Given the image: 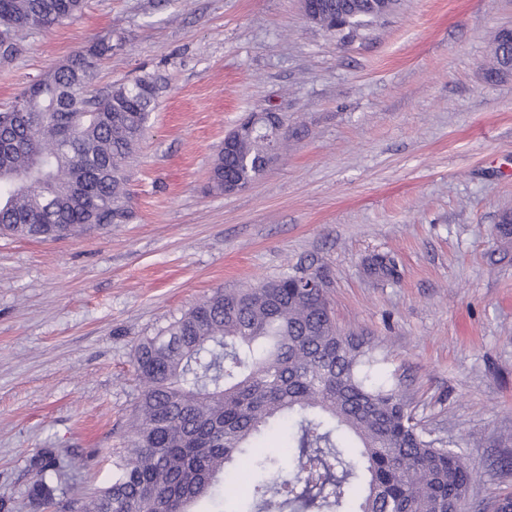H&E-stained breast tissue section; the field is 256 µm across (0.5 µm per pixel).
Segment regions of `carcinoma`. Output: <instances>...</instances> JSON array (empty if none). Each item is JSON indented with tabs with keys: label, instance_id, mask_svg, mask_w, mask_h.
<instances>
[{
	"label": "carcinoma",
	"instance_id": "1",
	"mask_svg": "<svg viewBox=\"0 0 512 512\" xmlns=\"http://www.w3.org/2000/svg\"><path fill=\"white\" fill-rule=\"evenodd\" d=\"M396 0H323L355 33ZM84 0H0V58L21 35L76 18ZM485 76L512 73V44L496 38ZM101 40L71 54L0 112V234L65 239L129 218L124 163L144 137L158 85L151 76L91 94ZM288 140L285 118L240 129L219 151L211 187L254 182ZM371 273L395 278L393 257ZM313 274L217 290L136 345L139 391L130 448L112 483L69 499L70 512H456L474 477L403 402L364 339L339 330ZM269 435L280 452L258 457ZM75 464L55 448L32 461V504L56 507Z\"/></svg>",
	"mask_w": 512,
	"mask_h": 512
}]
</instances>
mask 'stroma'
<instances>
[{
	"mask_svg": "<svg viewBox=\"0 0 512 512\" xmlns=\"http://www.w3.org/2000/svg\"><path fill=\"white\" fill-rule=\"evenodd\" d=\"M512 0H398L348 36L298 0H86L0 60V111L101 39L103 91L159 76L129 161L131 217L58 241L0 236V504L37 512L31 461L78 466L57 496L112 478L129 443L140 339L218 289L320 275L333 316L387 359L477 506L512 491V74L483 72ZM274 106L295 136L256 181L213 191L224 136ZM395 257L399 276L365 265Z\"/></svg>",
	"mask_w": 512,
	"mask_h": 512,
	"instance_id": "35a3bbf8",
	"label": "stroma"
}]
</instances>
